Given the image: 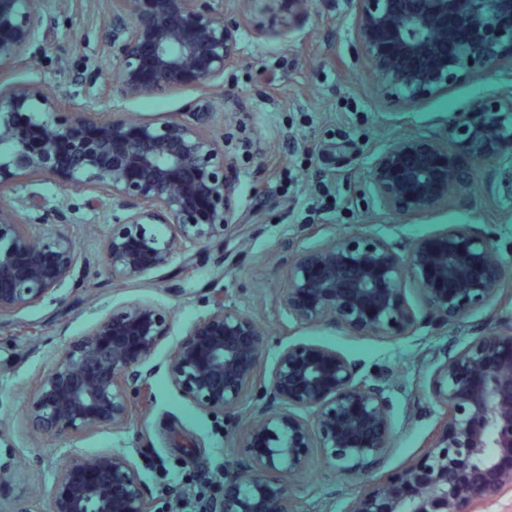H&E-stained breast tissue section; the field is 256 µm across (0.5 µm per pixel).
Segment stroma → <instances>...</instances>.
<instances>
[{"label": "stroma", "mask_w": 512, "mask_h": 512, "mask_svg": "<svg viewBox=\"0 0 512 512\" xmlns=\"http://www.w3.org/2000/svg\"><path fill=\"white\" fill-rule=\"evenodd\" d=\"M50 28L35 37L27 64L14 80L44 86L79 114L170 116L195 95L184 89L151 100L99 99L77 82L83 69L98 67L111 80L115 62L105 40L107 14L97 0H38ZM229 18L239 25L238 67L224 74L223 109L213 117L224 133L238 181V223L206 251L175 255L163 270L138 282L113 279L104 264L108 216L86 206L76 189L38 177L0 197L37 237L68 234L80 253L76 282L65 283L42 303L0 317V512H16L27 497L48 506L64 460L71 454H127L139 470L157 512L169 502L186 505L197 481L218 482L224 466L240 454L238 432L191 405L157 375L152 402L121 429L96 428L66 438L34 429L22 413L33 387L67 344L112 308L152 304L169 315L170 330L152 357L161 363L194 320L207 315L209 292L257 319L268 331L260 371L270 374L279 352L305 342L325 345L390 372L391 442L379 473L349 477L327 466L319 449L310 454V476L294 482L296 512H348L352 500L418 459L436 427L440 408L431 379L449 348L463 346L486 328L512 327V298L475 310L445 330L418 328L396 336L349 334L326 325L297 326L281 304L287 287L279 258L321 247L336 237L363 233L406 249L416 237L453 223L491 230L497 257L512 274V155L472 170L477 192H460L451 209L406 219L384 214L375 199L371 165L394 139L410 133L443 143L454 113L477 95L512 88V68L479 70L440 97L395 101L376 85L354 50L353 0H315L310 13L270 21L266 12L233 0ZM330 189L334 208L314 207L318 190ZM37 198L40 209L28 206ZM63 210L65 224H48L43 212ZM234 255L222 263L223 253Z\"/></svg>", "instance_id": "stroma-1"}]
</instances>
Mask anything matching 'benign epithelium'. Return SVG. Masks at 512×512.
Returning <instances> with one entry per match:
<instances>
[{"instance_id":"benign-epithelium-1","label":"benign epithelium","mask_w":512,"mask_h":512,"mask_svg":"<svg viewBox=\"0 0 512 512\" xmlns=\"http://www.w3.org/2000/svg\"><path fill=\"white\" fill-rule=\"evenodd\" d=\"M291 15L305 0H246ZM356 43L381 89L410 101L441 94L479 68L512 65V0H356ZM116 62L106 92L122 99L200 95L175 117L128 119L61 111L34 84L10 79L28 59L42 14L0 0V196L25 179L49 177L111 214L105 241L112 278L136 281L174 255L224 236L236 223L237 171L224 135L211 127L212 89L238 65V28L224 0H104ZM36 112H51L39 121ZM512 154V94L480 100L449 121L448 144L410 136L379 154L373 192L383 210L418 216L469 186L468 165ZM495 240L450 224L405 251L364 234L284 259L282 303L300 325L390 336L421 325L443 328L494 302L505 284ZM79 260L62 232L35 240L0 208V314L37 305L73 279ZM421 288L418 319L401 288ZM164 366L150 365L168 335V315L148 303L110 310L69 343L38 382L25 417L57 437L123 428L164 371L184 398L228 422L251 396L259 419L240 438L242 455L224 469L215 512H294L288 474L308 469L312 441L336 469L364 476L387 455L391 418L383 379L363 363L315 344H290L267 377L259 365L267 336L255 318L213 291ZM431 391L445 411L422 456L368 488L350 512H489L512 494V330L489 331L451 350ZM295 408L311 411L306 418ZM48 512H154L137 468L121 452L71 456L50 492Z\"/></svg>"}]
</instances>
